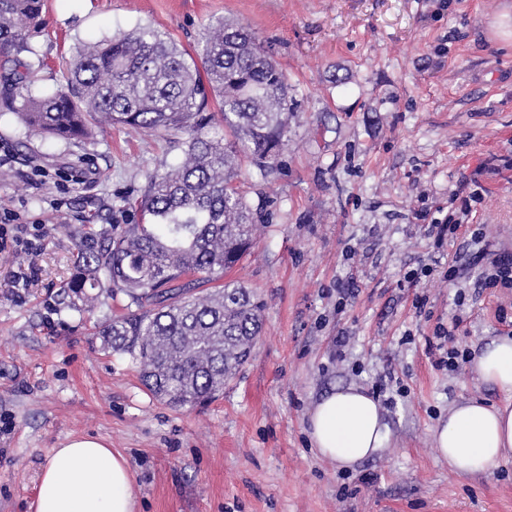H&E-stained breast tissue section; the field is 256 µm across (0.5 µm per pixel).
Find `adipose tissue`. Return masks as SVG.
I'll list each match as a JSON object with an SVG mask.
<instances>
[{"mask_svg": "<svg viewBox=\"0 0 512 512\" xmlns=\"http://www.w3.org/2000/svg\"><path fill=\"white\" fill-rule=\"evenodd\" d=\"M474 377L501 394L500 403L468 400L450 409L434 430L439 459L463 474H482L512 459V336L479 346ZM313 447L342 470L381 455L389 428L378 402L359 386L330 392L309 413ZM126 458L100 439L83 436L53 449L43 466L35 512H136Z\"/></svg>", "mask_w": 512, "mask_h": 512, "instance_id": "adipose-tissue-1", "label": "adipose tissue"}]
</instances>
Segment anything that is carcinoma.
Segmentation results:
<instances>
[{
    "label": "carcinoma",
    "mask_w": 512,
    "mask_h": 512,
    "mask_svg": "<svg viewBox=\"0 0 512 512\" xmlns=\"http://www.w3.org/2000/svg\"><path fill=\"white\" fill-rule=\"evenodd\" d=\"M43 0H0V59L14 85L29 65L17 58ZM288 79L246 27L209 24L197 57L151 24L84 46L65 85L27 99L20 109L35 132L77 140L96 125H117L171 140L182 162L147 176L141 196L127 200L140 221L99 246L79 249L77 276L62 304L90 313L87 289H120L129 312L100 325L117 353L135 358L154 397L174 407L213 399L250 358L263 328V302L223 281L253 245L256 224L234 184L240 153L265 177L296 112ZM224 138L211 136L215 115Z\"/></svg>",
    "instance_id": "carcinoma-1"
}]
</instances>
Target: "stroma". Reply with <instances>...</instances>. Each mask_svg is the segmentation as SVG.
Here are the masks:
<instances>
[{
    "label": "stroma",
    "mask_w": 512,
    "mask_h": 512,
    "mask_svg": "<svg viewBox=\"0 0 512 512\" xmlns=\"http://www.w3.org/2000/svg\"><path fill=\"white\" fill-rule=\"evenodd\" d=\"M505 12L512 0H44L21 54L25 95L59 89L84 44L150 23L191 51L223 17L271 49L298 112L273 172L246 160L237 180L259 232L224 278L256 291L263 331L223 394L176 408L98 334L124 292L100 293L89 316L60 293L78 250L121 233L126 199L179 150L108 125L49 140L0 108V512H33L52 449L84 435L129 461L138 512H512V460L459 474L432 437L456 403L499 394L468 365L434 368L427 347L454 315L469 349L512 335V288L476 287L486 259L453 283L405 279L447 269L460 241L437 247L418 227L466 202L493 250L512 252V37L494 29ZM379 384L390 446L337 469L311 445L309 412L334 388Z\"/></svg>",
    "instance_id": "obj_1"
}]
</instances>
